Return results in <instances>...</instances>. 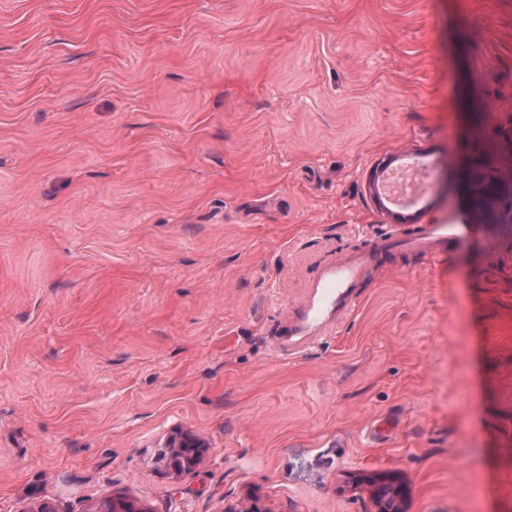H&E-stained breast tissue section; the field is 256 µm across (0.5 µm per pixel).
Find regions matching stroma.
Segmentation results:
<instances>
[{"label": "stroma", "mask_w": 512, "mask_h": 512, "mask_svg": "<svg viewBox=\"0 0 512 512\" xmlns=\"http://www.w3.org/2000/svg\"><path fill=\"white\" fill-rule=\"evenodd\" d=\"M409 158L431 190L379 207ZM471 165L512 176V0H0V512H370L380 477L512 512V223ZM472 223L274 352L318 269ZM491 177L498 185L497 195L480 202L469 194L471 205L483 222L512 223V180L510 177Z\"/></svg>", "instance_id": "stroma-1"}]
</instances>
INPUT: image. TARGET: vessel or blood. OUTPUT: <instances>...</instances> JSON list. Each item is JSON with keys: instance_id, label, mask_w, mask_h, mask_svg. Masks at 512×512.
Listing matches in <instances>:
<instances>
[{"instance_id": "obj_1", "label": "vessel or blood", "mask_w": 512, "mask_h": 512, "mask_svg": "<svg viewBox=\"0 0 512 512\" xmlns=\"http://www.w3.org/2000/svg\"><path fill=\"white\" fill-rule=\"evenodd\" d=\"M475 229L469 224H427L412 234H400L375 242L372 249L322 267L309 281L297 303L289 306L272 337L281 356H301L323 339L336 323L355 307L354 289L377 252L393 248L432 257L446 245L467 239Z\"/></svg>"}]
</instances>
